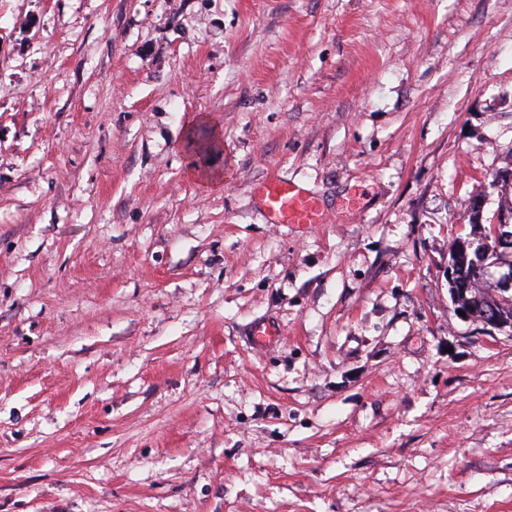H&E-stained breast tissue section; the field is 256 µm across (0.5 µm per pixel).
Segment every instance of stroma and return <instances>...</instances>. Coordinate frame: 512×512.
Returning a JSON list of instances; mask_svg holds the SVG:
<instances>
[{
	"mask_svg": "<svg viewBox=\"0 0 512 512\" xmlns=\"http://www.w3.org/2000/svg\"><path fill=\"white\" fill-rule=\"evenodd\" d=\"M509 168L512 0H0V512H512ZM258 191L272 224H320L323 220L318 199L296 183L271 179ZM507 214L508 216L505 217L504 215V218H506L508 224H498L497 217H493L491 219L486 218V223L490 225V233L488 227V229L485 230L483 237L479 239L476 244L473 241L470 242L468 240H460L456 248L450 254V261L448 263L459 265L461 269L465 267L467 270L466 273L468 274L472 260L478 259L479 255L481 258L480 263L473 261L474 268L472 269V272H475L476 274L481 272L485 277L492 278V267L486 265L482 258L483 254L490 253L493 249L498 250L501 246L506 245L509 241H512V228L511 233H503V231L511 224L512 203L509 207V210L507 211ZM484 237H486L485 241L488 243V245L487 247L483 248L482 252L479 254V249L485 246ZM469 290L465 295H458L457 306L465 308L477 305L478 302L487 303L488 301H494L491 290L496 288L495 281L490 278L485 279H475L470 284Z\"/></svg>",
	"mask_w": 512,
	"mask_h": 512,
	"instance_id": "1",
	"label": "stroma"
}]
</instances>
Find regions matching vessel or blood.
<instances>
[{
    "label": "vessel or blood",
    "mask_w": 512,
    "mask_h": 512,
    "mask_svg": "<svg viewBox=\"0 0 512 512\" xmlns=\"http://www.w3.org/2000/svg\"><path fill=\"white\" fill-rule=\"evenodd\" d=\"M264 209L274 224H318L323 213L317 198L300 185L271 179L259 187Z\"/></svg>",
    "instance_id": "vessel-or-blood-1"
}]
</instances>
